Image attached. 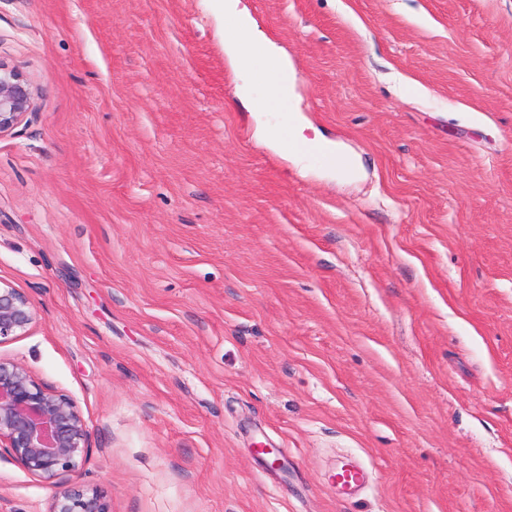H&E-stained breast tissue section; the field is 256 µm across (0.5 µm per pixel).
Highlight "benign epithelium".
Here are the masks:
<instances>
[{
  "instance_id": "obj_1",
  "label": "benign epithelium",
  "mask_w": 512,
  "mask_h": 512,
  "mask_svg": "<svg viewBox=\"0 0 512 512\" xmlns=\"http://www.w3.org/2000/svg\"><path fill=\"white\" fill-rule=\"evenodd\" d=\"M36 87L0 64V135L37 112ZM36 320L30 299L0 285V344L28 333ZM0 448L30 473L51 480L72 472L87 456L90 436L73 400L39 383L22 364L0 359ZM48 512H109L105 496L75 490L58 492Z\"/></svg>"
}]
</instances>
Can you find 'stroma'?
<instances>
[{"label":"stroma","mask_w":512,"mask_h":512,"mask_svg":"<svg viewBox=\"0 0 512 512\" xmlns=\"http://www.w3.org/2000/svg\"><path fill=\"white\" fill-rule=\"evenodd\" d=\"M288 113L202 0H0L39 90L0 135V358L90 434L53 481L0 457V512H512V0H241ZM297 115L353 159L267 146ZM372 473L343 496L332 473ZM241 0H204L206 10L224 25V52L236 64L248 69L264 93L254 96L248 86L241 98L256 112H274L281 100L294 95L296 73L288 57L257 31L256 23ZM36 320L30 299L0 282V345L28 333ZM48 512H110L105 496L98 491L91 493L75 490L59 491L53 498Z\"/></svg>","instance_id":"stroma-1"}]
</instances>
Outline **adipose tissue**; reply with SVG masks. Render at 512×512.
<instances>
[{"instance_id": "1", "label": "adipose tissue", "mask_w": 512, "mask_h": 512, "mask_svg": "<svg viewBox=\"0 0 512 512\" xmlns=\"http://www.w3.org/2000/svg\"><path fill=\"white\" fill-rule=\"evenodd\" d=\"M207 11L224 25V51L236 64L248 69L262 84L263 95L242 89L241 97L254 111H275L278 103L294 95L296 73L291 62L258 32L256 23L240 0H204Z\"/></svg>"}]
</instances>
